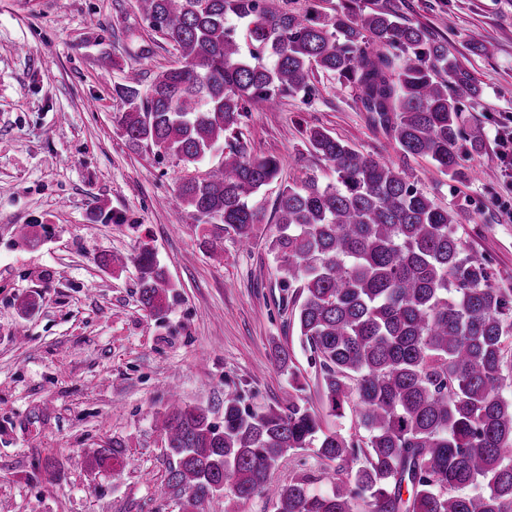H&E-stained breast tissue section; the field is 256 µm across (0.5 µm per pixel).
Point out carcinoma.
I'll use <instances>...</instances> for the list:
<instances>
[{
	"label": "carcinoma",
	"mask_w": 512,
	"mask_h": 512,
	"mask_svg": "<svg viewBox=\"0 0 512 512\" xmlns=\"http://www.w3.org/2000/svg\"><path fill=\"white\" fill-rule=\"evenodd\" d=\"M153 30L173 42L178 65L141 89L135 72L114 91L129 144L154 147L196 166L227 147L222 164L182 180L181 202L202 226L210 256L217 240L244 241L259 223L254 200L281 161L241 145L253 104L306 101L311 76L332 74L356 91L405 158H426L455 182L471 179L459 142L476 150L484 132H464L460 113L479 88L448 53V42L376 0H344L304 16L268 0H137ZM308 151L336 180L311 176L281 186L268 250L293 319L318 364L323 400L340 416L353 406L362 443L322 430L298 396L260 411L224 391V424L211 410L168 400L155 417L173 462L165 493L182 512L223 493H264L274 512H512V288L493 285L484 259L458 235L460 213L438 205L394 165L330 131L308 126ZM104 262L139 271L141 302L162 318L172 284L155 255L111 254ZM310 449L336 465L331 487L300 473L272 488L282 457ZM121 442L101 448L97 468L121 463Z\"/></svg>",
	"instance_id": "cac0c4a2"
}]
</instances>
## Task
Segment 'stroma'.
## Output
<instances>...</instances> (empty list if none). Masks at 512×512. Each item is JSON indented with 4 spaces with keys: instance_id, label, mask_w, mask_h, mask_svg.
I'll list each match as a JSON object with an SVG mask.
<instances>
[{
    "instance_id": "1",
    "label": "stroma",
    "mask_w": 512,
    "mask_h": 512,
    "mask_svg": "<svg viewBox=\"0 0 512 512\" xmlns=\"http://www.w3.org/2000/svg\"><path fill=\"white\" fill-rule=\"evenodd\" d=\"M430 28L478 82L481 94L460 114L483 127L485 143L467 153L494 179L453 182L426 159L401 161L392 141L360 112L355 91L334 75L311 79L308 101L288 97L251 107L247 144L273 155L282 179L334 180L329 162L300 145L319 126L354 148L404 163L441 205L462 209L459 235L512 288V178L500 176L496 129L512 121V0H396ZM479 31L487 53L474 51ZM172 42L156 33L136 0H0V512H180L161 485L171 458L153 419L170 389L224 420V391L261 410L283 402L300 381L324 431L361 440L353 410L326 415L318 371L292 324V308L267 249L275 230L277 185L256 198L260 222L250 241L228 234L223 262L203 244L177 185L194 167L129 146L113 123L123 105L115 84L131 72L143 85L177 65ZM32 224L37 246L15 232ZM152 251L173 285L157 318L139 299L135 266L110 268L102 255ZM287 348L291 372L274 360ZM126 447L122 467L98 471L93 453ZM329 488L311 451L282 458L270 481L296 474Z\"/></svg>"
}]
</instances>
